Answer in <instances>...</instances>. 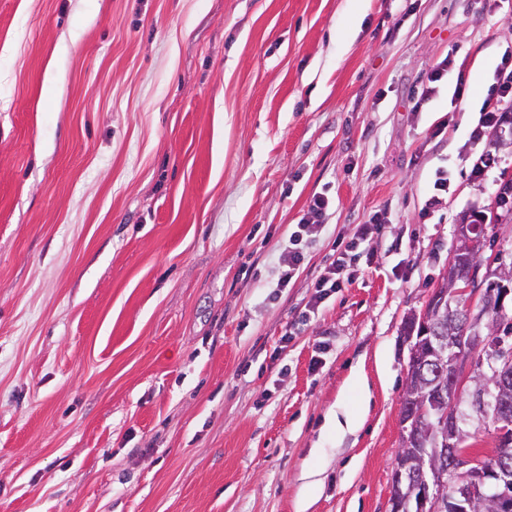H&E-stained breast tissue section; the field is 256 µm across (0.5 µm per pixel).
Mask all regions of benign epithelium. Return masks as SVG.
<instances>
[{"instance_id": "1", "label": "benign epithelium", "mask_w": 512, "mask_h": 512, "mask_svg": "<svg viewBox=\"0 0 512 512\" xmlns=\"http://www.w3.org/2000/svg\"><path fill=\"white\" fill-rule=\"evenodd\" d=\"M475 225L463 221L456 227V246L448 261L444 290H436L424 308L412 313L404 335L410 356L406 377L429 366L441 367L435 381L448 389V404L435 401L432 393L404 395L400 417L404 434L397 449L393 470L400 483L412 481L406 493L390 501V512H474L480 499L493 502L495 512H512V456L495 451L490 456L475 454L465 446L463 421L457 403L467 400L478 417L493 416L500 431L512 428V350L494 341L491 318L512 307V279L494 259L480 263L499 289L497 298L486 303L483 294L459 273L465 260L478 261ZM448 321V335L433 336L434 324ZM431 425L434 448L411 456L406 452L411 436ZM448 457L442 469L440 456Z\"/></svg>"}]
</instances>
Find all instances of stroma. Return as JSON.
Here are the masks:
<instances>
[{"mask_svg": "<svg viewBox=\"0 0 512 512\" xmlns=\"http://www.w3.org/2000/svg\"><path fill=\"white\" fill-rule=\"evenodd\" d=\"M506 53L512 0H0V512H390L404 323L512 178V122L472 139ZM330 207L331 198L327 192H316L310 197L307 209L296 225L297 230L291 233L280 255L278 287H287L300 273L306 261L303 242L307 243L321 235ZM385 224V213L382 211L375 212L366 224H359L352 238L345 244L344 249L339 252L337 258H335L328 266H325L323 270L315 277L312 288L314 292L308 302V312L315 313L318 310L321 303L324 302L333 293H336V289L342 288L344 278L346 274V268L348 265L347 258L349 256H356L360 252L351 254L352 252L358 251L362 244L366 241L367 235L370 231V225L381 226ZM349 258V262L352 258Z\"/></svg>", "mask_w": 512, "mask_h": 512, "instance_id": "obj_1", "label": "stroma"}]
</instances>
